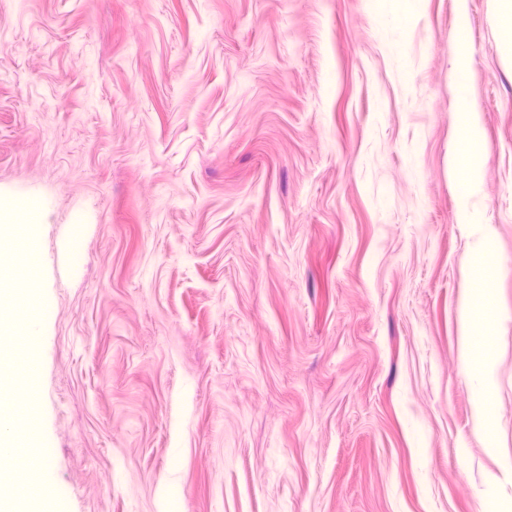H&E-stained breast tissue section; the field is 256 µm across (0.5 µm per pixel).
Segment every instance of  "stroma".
<instances>
[{
	"label": "stroma",
	"mask_w": 512,
	"mask_h": 512,
	"mask_svg": "<svg viewBox=\"0 0 512 512\" xmlns=\"http://www.w3.org/2000/svg\"><path fill=\"white\" fill-rule=\"evenodd\" d=\"M419 7L396 58L371 0H0V196L49 204L54 305L0 285L39 370L0 402L66 492L0 512H512V0ZM466 118L463 126L461 147L467 157V174L461 185L462 194L465 199L472 200L479 198L482 191L481 163L474 151L481 142V125L479 113L474 109L465 106ZM498 363L494 355H484L477 366L474 379L470 383L473 396L477 428L484 429V417L491 392L496 385Z\"/></svg>",
	"instance_id": "obj_1"
}]
</instances>
